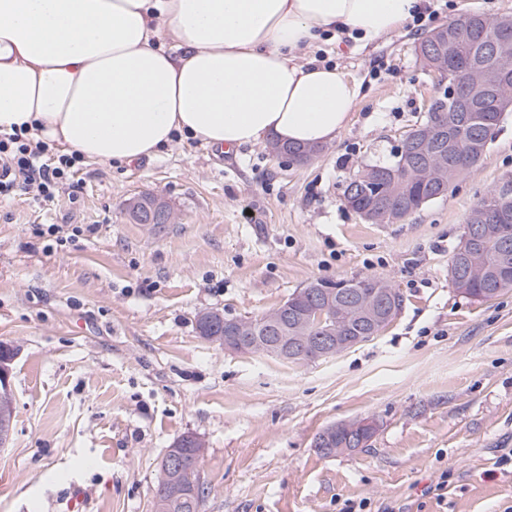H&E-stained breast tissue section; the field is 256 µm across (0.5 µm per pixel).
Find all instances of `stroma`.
<instances>
[{"label":"stroma","mask_w":512,"mask_h":512,"mask_svg":"<svg viewBox=\"0 0 512 512\" xmlns=\"http://www.w3.org/2000/svg\"><path fill=\"white\" fill-rule=\"evenodd\" d=\"M427 3L440 26L512 17V0ZM423 36L408 23L309 46L359 86L311 161L178 135L131 164L83 160L54 202L0 206V343L15 352L0 512H154L161 459L187 432L204 444L200 512H512V289L478 301L448 278L471 211L512 188V112L455 190L405 220L368 224L343 202L443 93ZM147 193L174 223L129 219L127 200ZM40 224L87 231L60 247ZM365 276L402 309L331 358L232 353L196 329L205 309L254 317L311 281ZM368 417L367 447L315 453L323 430Z\"/></svg>","instance_id":"obj_1"}]
</instances>
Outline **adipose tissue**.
<instances>
[{
	"label": "adipose tissue",
	"mask_w": 512,
	"mask_h": 512,
	"mask_svg": "<svg viewBox=\"0 0 512 512\" xmlns=\"http://www.w3.org/2000/svg\"><path fill=\"white\" fill-rule=\"evenodd\" d=\"M423 0H0V132L99 162L174 136L236 150L320 145L356 107L339 68L300 62L320 34L374 42Z\"/></svg>",
	"instance_id": "1"
}]
</instances>
